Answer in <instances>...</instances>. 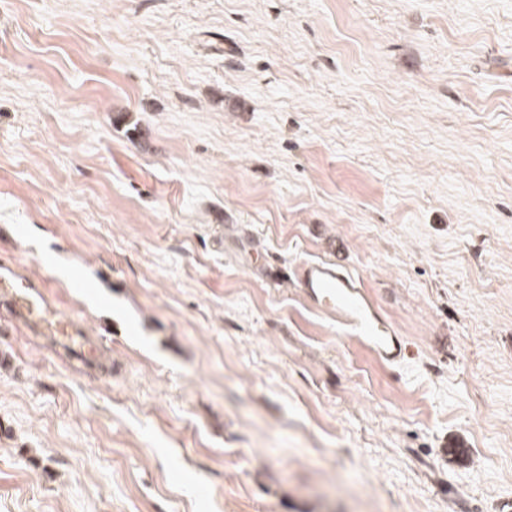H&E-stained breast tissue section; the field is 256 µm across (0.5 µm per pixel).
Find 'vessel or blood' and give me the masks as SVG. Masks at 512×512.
<instances>
[{"label": "vessel or blood", "mask_w": 512, "mask_h": 512, "mask_svg": "<svg viewBox=\"0 0 512 512\" xmlns=\"http://www.w3.org/2000/svg\"><path fill=\"white\" fill-rule=\"evenodd\" d=\"M271 283L295 279L309 305L335 316L361 345L386 365L398 368L411 355L404 336L391 325L364 280L333 260L305 261L289 268L266 262ZM0 295L7 296L16 318L52 337L71 355L85 362L97 358V347L75 320L58 316L40 281L18 283L12 267H0Z\"/></svg>", "instance_id": "1"}]
</instances>
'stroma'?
Instances as JSON below:
<instances>
[{
  "instance_id": "35a3bbf8",
  "label": "stroma",
  "mask_w": 512,
  "mask_h": 512,
  "mask_svg": "<svg viewBox=\"0 0 512 512\" xmlns=\"http://www.w3.org/2000/svg\"><path fill=\"white\" fill-rule=\"evenodd\" d=\"M1 263L0 512H512V0H0ZM273 284L294 277L309 305L336 317L379 360L400 368L411 355L404 336L391 325L364 280L334 260L305 261L288 268L266 262ZM16 280L13 268L1 265L0 295H7L13 315L41 334L52 337L82 361L96 360V345L85 336L83 327L77 321L58 316L46 297L43 282L25 281L18 286Z\"/></svg>"
}]
</instances>
